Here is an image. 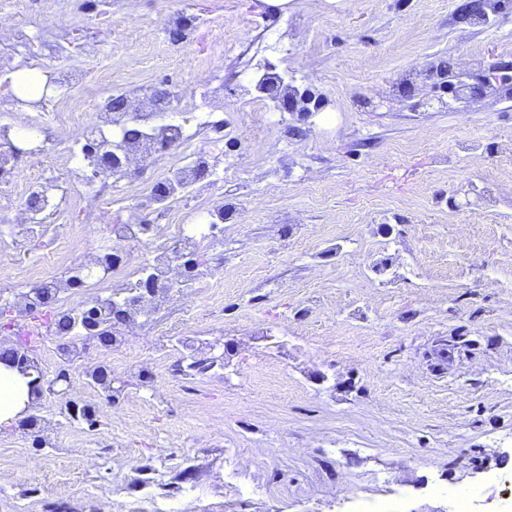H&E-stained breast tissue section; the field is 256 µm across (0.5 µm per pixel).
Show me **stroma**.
<instances>
[{
	"mask_svg": "<svg viewBox=\"0 0 512 512\" xmlns=\"http://www.w3.org/2000/svg\"><path fill=\"white\" fill-rule=\"evenodd\" d=\"M463 0H0V113L28 105L14 71L78 66L74 110L111 85L180 93L222 137L233 212L200 269L224 301L177 296L125 336L116 399L55 447L0 426V505L19 512H501L512 497V96L413 107L443 61L512 72V0L459 22ZM183 11L196 29L168 24ZM111 39H104V31ZM26 35L28 47L16 44ZM223 39V57L201 64ZM306 90L309 118L272 126L254 82ZM229 345L185 383L177 337ZM161 369L153 386L142 377Z\"/></svg>",
	"mask_w": 512,
	"mask_h": 512,
	"instance_id": "35a3bbf8",
	"label": "stroma"
}]
</instances>
